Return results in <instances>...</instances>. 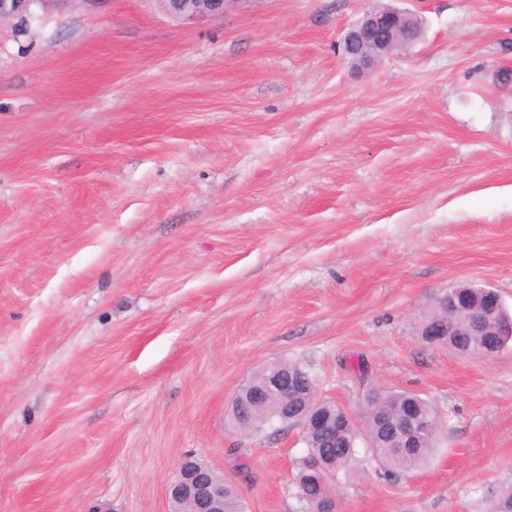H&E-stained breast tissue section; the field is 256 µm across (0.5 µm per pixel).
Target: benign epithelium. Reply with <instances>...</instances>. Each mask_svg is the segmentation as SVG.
<instances>
[{
    "mask_svg": "<svg viewBox=\"0 0 512 512\" xmlns=\"http://www.w3.org/2000/svg\"><path fill=\"white\" fill-rule=\"evenodd\" d=\"M37 2L39 0H0V22H29ZM230 2L232 0H165V12L174 18L200 21L225 15ZM408 33L413 34L416 40L421 35V24L415 14L390 6L375 7L364 13L345 34V54L353 65L366 68L394 50L410 46V42L404 39ZM463 296L474 302V306L466 308V311L474 326L473 335L481 337L473 353L486 358L496 356L499 337L506 330L512 333V324L505 329L497 326L498 311L504 307L502 298L490 285L471 282L464 291L456 286L448 287L436 300L448 309V314L456 316L459 314L457 303ZM461 327L462 324L452 319L426 328L423 335L427 336L428 342L435 344L441 336L458 335ZM267 392L287 400L292 389L288 381L274 374L269 378ZM301 418L319 428V400L316 397L304 401ZM386 425L394 434L397 447L416 448L425 435L437 430L438 421L403 416L388 418ZM224 485V477L209 465L186 458L180 462L166 493L171 503L189 504L190 512H224Z\"/></svg>",
    "mask_w": 512,
    "mask_h": 512,
    "instance_id": "benign-epithelium-1",
    "label": "benign epithelium"
}]
</instances>
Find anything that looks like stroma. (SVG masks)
I'll return each mask as SVG.
<instances>
[{
    "label": "stroma",
    "instance_id": "35a3bbf8",
    "mask_svg": "<svg viewBox=\"0 0 512 512\" xmlns=\"http://www.w3.org/2000/svg\"><path fill=\"white\" fill-rule=\"evenodd\" d=\"M384 0H38L0 26V512H169L186 456L245 512H303L300 426L243 433L262 366L354 418L429 399L408 474L336 480L337 512H488L512 486V345L424 342L435 295L512 311V0H391L420 41L361 69ZM233 0H165V12L174 18L187 21L224 16Z\"/></svg>",
    "mask_w": 512,
    "mask_h": 512
}]
</instances>
